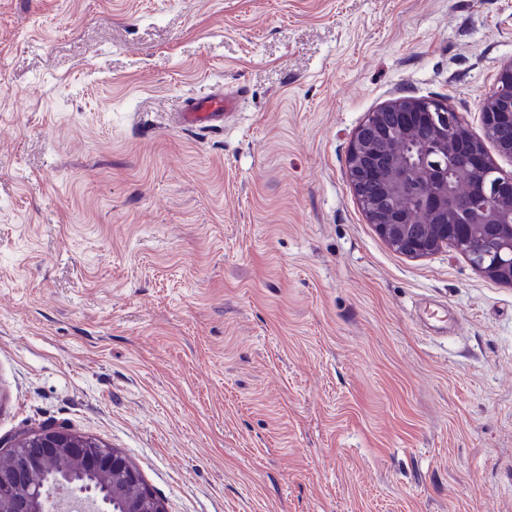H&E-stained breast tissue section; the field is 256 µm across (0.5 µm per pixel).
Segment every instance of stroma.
<instances>
[{"instance_id":"obj_1","label":"stroma","mask_w":512,"mask_h":512,"mask_svg":"<svg viewBox=\"0 0 512 512\" xmlns=\"http://www.w3.org/2000/svg\"><path fill=\"white\" fill-rule=\"evenodd\" d=\"M511 60L512 0H0V447L67 427L166 512H512V286L347 175L396 97L482 136ZM231 102L224 96L213 97L206 101L187 103L184 111L179 112L182 127H215L224 123V114Z\"/></svg>"}]
</instances>
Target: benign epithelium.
<instances>
[{"label":"benign epithelium","instance_id":"1","mask_svg":"<svg viewBox=\"0 0 512 512\" xmlns=\"http://www.w3.org/2000/svg\"><path fill=\"white\" fill-rule=\"evenodd\" d=\"M485 139L472 136L458 113L425 98L400 97L368 113L348 151L353 192L369 223L394 248L426 257L448 246L472 267L512 284V175L503 174L486 154L485 141L512 156V140L499 138L512 123V61L502 66L493 92L483 100ZM412 224H429L437 234L418 237ZM39 448L29 453L24 442ZM62 493L80 480L95 502V485L107 488L121 512H166L161 500L139 490L141 475L116 448L91 443L61 427H43L11 446L0 466V512H51L49 499L32 492L28 477L52 470Z\"/></svg>","mask_w":512,"mask_h":512}]
</instances>
